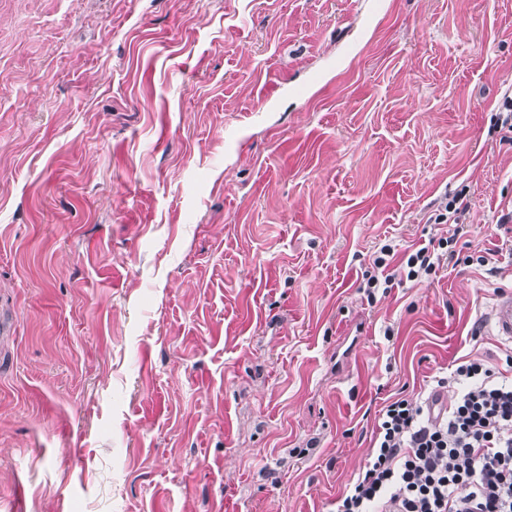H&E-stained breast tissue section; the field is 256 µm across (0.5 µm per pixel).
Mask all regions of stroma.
<instances>
[{
	"label": "stroma",
	"mask_w": 512,
	"mask_h": 512,
	"mask_svg": "<svg viewBox=\"0 0 512 512\" xmlns=\"http://www.w3.org/2000/svg\"><path fill=\"white\" fill-rule=\"evenodd\" d=\"M510 90L512 0H0V512H336L386 400L512 353ZM469 209L470 200L465 190L448 198L444 206H440L429 220L434 224H455L453 234L449 237H440L438 240H429L428 245L411 252L406 251L398 266L391 272H388V268L397 251L390 244L383 245L372 260V271L365 270L363 273V283L359 288H366L368 299L372 300L378 288H384L383 294L387 293L389 288H393L398 275L400 282L405 278L406 281L421 283L429 280L433 274L436 275L444 265L449 266L451 263H453L452 266L457 265L460 262L459 254H456L455 250H449L448 243H453L456 236L463 230V225L458 224H465ZM436 241L437 244H435ZM489 322L496 336L512 339V295H501L492 306Z\"/></svg>",
	"instance_id": "stroma-1"
}]
</instances>
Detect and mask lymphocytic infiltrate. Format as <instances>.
<instances>
[{
    "mask_svg": "<svg viewBox=\"0 0 512 512\" xmlns=\"http://www.w3.org/2000/svg\"><path fill=\"white\" fill-rule=\"evenodd\" d=\"M448 238L397 254L383 245L363 274L367 294L396 278L421 283L459 263ZM453 404L438 406L445 389ZM427 398L399 397L379 412L362 476L338 512H512V357L504 367L461 362Z\"/></svg>",
    "mask_w": 512,
    "mask_h": 512,
    "instance_id": "lymphocytic-infiltrate-1",
    "label": "lymphocytic infiltrate"
}]
</instances>
